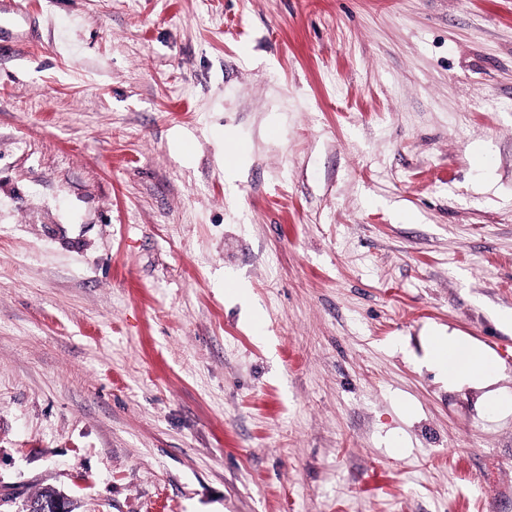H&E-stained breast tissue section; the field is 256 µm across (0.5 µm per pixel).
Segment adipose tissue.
<instances>
[{
	"label": "adipose tissue",
	"mask_w": 512,
	"mask_h": 512,
	"mask_svg": "<svg viewBox=\"0 0 512 512\" xmlns=\"http://www.w3.org/2000/svg\"><path fill=\"white\" fill-rule=\"evenodd\" d=\"M430 356L435 366L447 373L449 381L460 385L491 384L496 367L480 346H462L458 337L432 336L428 339Z\"/></svg>",
	"instance_id": "1"
}]
</instances>
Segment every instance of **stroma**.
<instances>
[{
    "mask_svg": "<svg viewBox=\"0 0 512 512\" xmlns=\"http://www.w3.org/2000/svg\"><path fill=\"white\" fill-rule=\"evenodd\" d=\"M19 4L0 512H512V0ZM428 348L433 363L447 373L448 381L481 386L492 383L496 367L481 346L471 344L464 348L458 337L448 335L430 336ZM52 488H45L42 491H40L35 497L31 498L30 500L34 502L47 500L58 493L53 491ZM31 501H28L25 505V512H67L68 506H67V497L64 495H59L53 499H50L48 501L34 503Z\"/></svg>",
    "mask_w": 512,
    "mask_h": 512,
    "instance_id": "stroma-1",
    "label": "stroma"
}]
</instances>
